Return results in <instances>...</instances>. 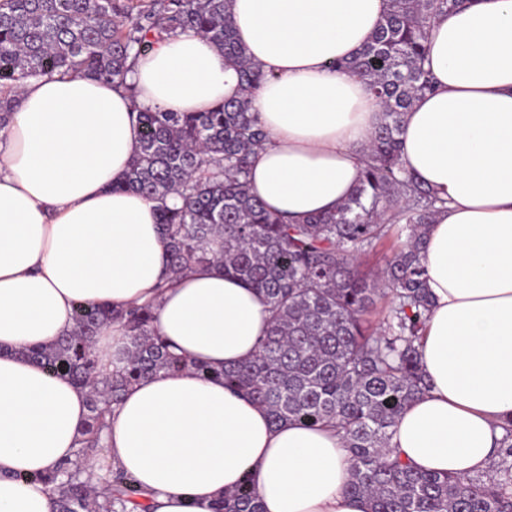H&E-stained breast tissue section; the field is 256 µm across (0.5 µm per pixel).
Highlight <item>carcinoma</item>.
Segmentation results:
<instances>
[{
    "instance_id": "1",
    "label": "carcinoma",
    "mask_w": 512,
    "mask_h": 512,
    "mask_svg": "<svg viewBox=\"0 0 512 512\" xmlns=\"http://www.w3.org/2000/svg\"><path fill=\"white\" fill-rule=\"evenodd\" d=\"M459 2L390 0L358 54L340 63L370 87L381 122L354 193L333 213L290 224L248 184L251 157L269 141L251 107L267 74L237 42L231 0H0V129L29 78L81 72L135 94L126 76L138 57L187 30L208 38L237 69L238 98L205 112H138V147L115 189L154 201L181 198L178 208H160L172 276L218 263L264 296L270 329L258 353L220 375L265 406L275 425L334 428L350 456L348 489L368 498L371 512H512L511 427L494 471L467 478L416 471L389 450L397 419L430 388L419 357L430 307L421 251L445 204L403 167V117L433 91L431 24ZM402 226L405 245L380 274L365 277L357 255ZM383 298V325L371 332L365 315ZM74 320L69 335L26 352L89 390L76 458L36 480L52 486L55 512H149L131 476L110 467L99 473L86 461L104 448L102 431L128 385L192 363L156 334L147 306L79 302ZM112 322L124 325L129 346L122 366L102 372L94 345ZM213 512H263L254 480L224 494Z\"/></svg>"
}]
</instances>
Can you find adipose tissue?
Masks as SVG:
<instances>
[{
    "mask_svg": "<svg viewBox=\"0 0 512 512\" xmlns=\"http://www.w3.org/2000/svg\"><path fill=\"white\" fill-rule=\"evenodd\" d=\"M389 0H232L236 37L269 78L252 107L270 134L249 184L279 216L330 213L360 182L382 108L339 69ZM433 92L403 123L402 162L444 199L422 264L430 311L420 342L428 392L398 418L393 454L424 472L491 469L512 425V0H466L429 34ZM121 87L79 74L27 80L0 129V512H53L36 481L73 458L87 391L21 350L74 327L83 301L152 304L154 326L194 369L131 384L105 433L112 470L132 475L151 512H212L252 476L265 512H369L348 493L336 433L273 425L221 371L252 359L267 334L263 297L200 266L170 287L159 204L115 185L140 137L137 112H202L239 97L236 70L185 31L139 57Z\"/></svg>",
    "mask_w": 512,
    "mask_h": 512,
    "instance_id": "1",
    "label": "adipose tissue"
}]
</instances>
